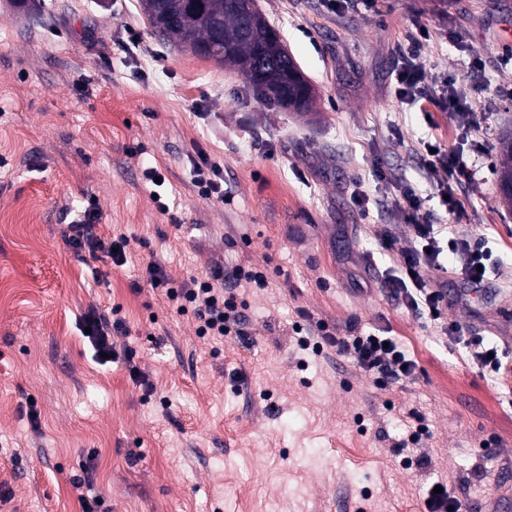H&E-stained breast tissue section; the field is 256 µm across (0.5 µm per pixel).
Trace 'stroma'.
Listing matches in <instances>:
<instances>
[{
    "mask_svg": "<svg viewBox=\"0 0 512 512\" xmlns=\"http://www.w3.org/2000/svg\"><path fill=\"white\" fill-rule=\"evenodd\" d=\"M45 2L29 15L0 0V215L14 220L0 229V512H81L73 480L89 462L108 512H425L438 481L462 512L512 498V372L473 365L456 342L493 337L512 363V212L495 173L512 132V0H256L313 87L301 114L157 34L138 0ZM421 28L418 65L453 79L477 129L399 96L400 51ZM431 143L471 170L460 223L423 168ZM200 151L229 200L195 188ZM377 165L424 198L421 220L491 251L480 288L424 269L448 287L441 321L380 288L411 240ZM90 203L97 235L128 237L125 265L74 254L64 232ZM152 257L178 283L268 272V288L240 293L248 340L197 336L146 283ZM300 307L340 336L388 331L414 376L382 388L350 355L299 350ZM91 310L121 321L112 340L132 362L95 361L79 330ZM419 426L429 463L407 468L396 448Z\"/></svg>",
    "mask_w": 512,
    "mask_h": 512,
    "instance_id": "obj_1",
    "label": "stroma"
}]
</instances>
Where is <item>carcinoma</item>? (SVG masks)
<instances>
[{"instance_id": "cac0c4a2", "label": "carcinoma", "mask_w": 512, "mask_h": 512, "mask_svg": "<svg viewBox=\"0 0 512 512\" xmlns=\"http://www.w3.org/2000/svg\"><path fill=\"white\" fill-rule=\"evenodd\" d=\"M151 26L184 50L237 69L259 98L304 112L312 87L278 33L247 0H140ZM496 168L500 195L512 206V133L499 138Z\"/></svg>"}]
</instances>
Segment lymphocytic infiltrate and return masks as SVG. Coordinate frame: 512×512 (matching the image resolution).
Wrapping results in <instances>:
<instances>
[{
    "label": "lymphocytic infiltrate",
    "instance_id": "obj_1",
    "mask_svg": "<svg viewBox=\"0 0 512 512\" xmlns=\"http://www.w3.org/2000/svg\"><path fill=\"white\" fill-rule=\"evenodd\" d=\"M393 207L408 224L412 245L403 252L397 275L386 280L384 286L391 296L408 308L427 310L433 319H440L448 293L443 286L424 279V267L439 265L440 255L446 250L458 263L463 281L480 283L487 277L486 272L480 269L487 255L484 250L470 247L456 237H444V225L419 221L422 198L411 185L399 183L393 196ZM98 220L95 207L80 211L73 224L67 227L69 244L75 254L93 256L102 253L110 256L113 265H124L127 261V237L122 234L108 239L98 237L94 233ZM145 277L151 287L163 289L178 313H193L198 322L197 334L201 337H245V322L238 309L236 290L242 286L263 289L268 285L264 272L240 265L214 269L205 276L177 283L171 279L162 263L155 259L147 262ZM298 316L294 330L300 335L298 345L301 349L320 353L329 347L335 349L337 354L352 355L359 368L381 387H393L413 376L416 370L415 362L396 340L375 333L338 337L322 322L317 323L315 333L308 334L304 331V325L310 320L309 313L302 309Z\"/></svg>",
    "mask_w": 512,
    "mask_h": 512
}]
</instances>
